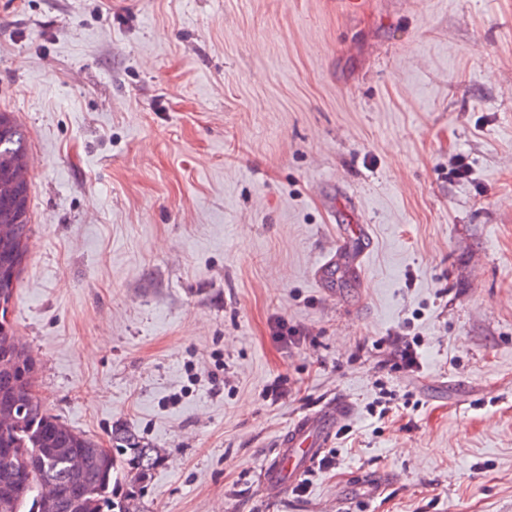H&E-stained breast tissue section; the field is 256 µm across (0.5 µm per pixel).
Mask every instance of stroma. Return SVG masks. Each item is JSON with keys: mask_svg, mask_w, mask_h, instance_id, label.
Returning <instances> with one entry per match:
<instances>
[{"mask_svg": "<svg viewBox=\"0 0 512 512\" xmlns=\"http://www.w3.org/2000/svg\"><path fill=\"white\" fill-rule=\"evenodd\" d=\"M1 111L37 159L9 317L53 414L160 449L144 512H512V0H0ZM350 210L364 276L318 284ZM353 415L342 399L320 410L297 417L279 436L271 455L259 473V483L267 496L280 498L291 484L321 455L334 430Z\"/></svg>", "mask_w": 512, "mask_h": 512, "instance_id": "obj_1", "label": "stroma"}]
</instances>
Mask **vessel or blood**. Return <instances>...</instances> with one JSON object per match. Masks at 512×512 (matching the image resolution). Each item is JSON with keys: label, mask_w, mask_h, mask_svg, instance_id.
<instances>
[{"label": "vessel or blood", "mask_w": 512, "mask_h": 512, "mask_svg": "<svg viewBox=\"0 0 512 512\" xmlns=\"http://www.w3.org/2000/svg\"><path fill=\"white\" fill-rule=\"evenodd\" d=\"M350 227L336 235L335 251L340 255L362 260L364 250L354 249L353 244L364 241L365 225L357 215H349ZM353 415L351 405L342 399L327 403L320 410L297 417L279 436L271 455L259 473V483L267 496L282 497L291 484L321 455L334 430Z\"/></svg>", "instance_id": "1"}]
</instances>
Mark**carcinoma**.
<instances>
[{
	"mask_svg": "<svg viewBox=\"0 0 512 512\" xmlns=\"http://www.w3.org/2000/svg\"><path fill=\"white\" fill-rule=\"evenodd\" d=\"M27 153L25 137L11 112H0V225L11 226L13 240L0 247V337L14 335L9 318L32 233L30 186L12 179V165ZM35 357L27 352L0 370V404L15 403L23 414L0 424V512H41L43 488H56L75 500L69 512H141L138 500L161 455L130 429L112 433V447L66 426L34 392ZM70 448L88 460L78 476L57 449Z\"/></svg>",
	"mask_w": 512,
	"mask_h": 512,
	"instance_id": "carcinoma-1",
	"label": "carcinoma"
}]
</instances>
